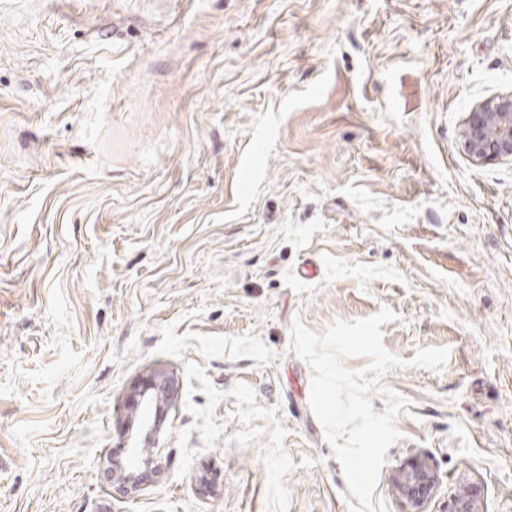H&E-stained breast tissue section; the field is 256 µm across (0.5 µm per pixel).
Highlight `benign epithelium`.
Here are the masks:
<instances>
[{
  "label": "benign epithelium",
  "mask_w": 512,
  "mask_h": 512,
  "mask_svg": "<svg viewBox=\"0 0 512 512\" xmlns=\"http://www.w3.org/2000/svg\"><path fill=\"white\" fill-rule=\"evenodd\" d=\"M462 148L478 162L512 161V93L482 102L469 114L461 133ZM172 384L160 378L137 391L145 414L159 412L170 397ZM394 483L402 512H426L436 486V478L426 462L415 458L403 466ZM446 512H479L472 492L463 488L448 497Z\"/></svg>",
  "instance_id": "obj_1"
}]
</instances>
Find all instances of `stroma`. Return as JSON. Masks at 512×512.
Returning a JSON list of instances; mask_svg holds the SVG:
<instances>
[{"mask_svg":"<svg viewBox=\"0 0 512 512\" xmlns=\"http://www.w3.org/2000/svg\"><path fill=\"white\" fill-rule=\"evenodd\" d=\"M512 0H0V512H349L290 349L380 307L374 500L512 512ZM173 394L120 491L135 388ZM462 148L478 162L512 161V93L482 102L461 133ZM394 483L402 512H426L436 486V478L423 459H412L403 466Z\"/></svg>","mask_w":512,"mask_h":512,"instance_id":"1","label":"stroma"}]
</instances>
